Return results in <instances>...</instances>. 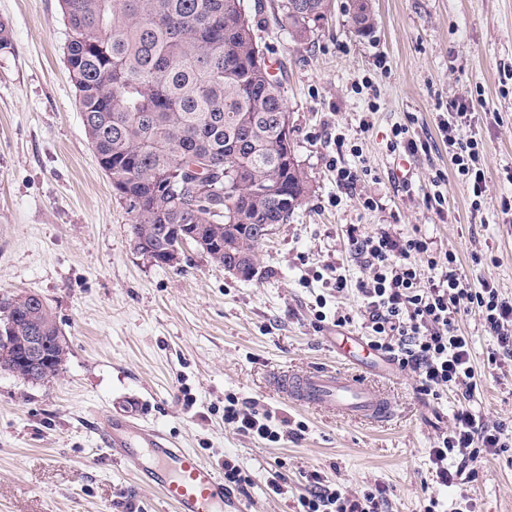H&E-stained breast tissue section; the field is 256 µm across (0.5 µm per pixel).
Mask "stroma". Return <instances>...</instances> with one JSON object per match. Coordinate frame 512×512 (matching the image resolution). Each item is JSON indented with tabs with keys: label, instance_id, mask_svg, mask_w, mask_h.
Returning a JSON list of instances; mask_svg holds the SVG:
<instances>
[{
	"label": "stroma",
	"instance_id": "1",
	"mask_svg": "<svg viewBox=\"0 0 512 512\" xmlns=\"http://www.w3.org/2000/svg\"><path fill=\"white\" fill-rule=\"evenodd\" d=\"M277 3L245 7L259 46L287 72L293 140L313 191L261 243L245 281L192 245L174 267L135 251L132 217L85 134L60 0H0L12 37L0 53V298L39 295L67 346L51 381L0 371V512H164L154 490L112 462L98 429L100 417L135 403L181 447L239 465L252 479L249 512H298L314 470L354 493L386 489L389 512H422L433 498L453 512L464 496L476 512H512V449L478 462L468 487L429 479L430 450L461 403L487 420H512V364L489 365L496 340L477 316L459 319L478 379L468 401L420 393L394 365L381 383L395 417L364 424L292 408L268 385L274 369L338 365L336 336L365 335L355 289L331 285L339 274L364 275L350 225L421 234L456 254L468 279H491L512 297V223L500 210L512 196V0H370L367 36L354 30L348 0H332L302 45L275 25ZM461 99L480 115L476 129L459 130L477 135L485 158L488 191L476 213L438 129ZM399 125L428 140L430 153L390 151ZM335 156L362 170L355 190L337 186ZM437 179L448 198L441 215L425 204ZM341 311L351 321L338 327ZM230 397L267 409L280 440L225 424ZM285 419L304 432L284 433ZM274 479L285 480V494L269 491Z\"/></svg>",
	"mask_w": 512,
	"mask_h": 512
}]
</instances>
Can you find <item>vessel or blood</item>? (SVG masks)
Returning <instances> with one entry per match:
<instances>
[{
  "label": "vessel or blood",
  "instance_id": "vessel-or-blood-1",
  "mask_svg": "<svg viewBox=\"0 0 512 512\" xmlns=\"http://www.w3.org/2000/svg\"><path fill=\"white\" fill-rule=\"evenodd\" d=\"M336 349L344 366L303 373L275 372L272 389L299 408L331 411L362 422H383L393 405L371 370V351L362 337L340 336ZM108 456L158 492L171 512H247L244 500L225 486L216 465L176 447L170 437L149 426L140 410L121 408L102 420Z\"/></svg>",
  "mask_w": 512,
  "mask_h": 512
}]
</instances>
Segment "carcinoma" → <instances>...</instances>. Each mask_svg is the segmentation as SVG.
I'll return each mask as SVG.
<instances>
[{
  "label": "carcinoma",
  "mask_w": 512,
  "mask_h": 512,
  "mask_svg": "<svg viewBox=\"0 0 512 512\" xmlns=\"http://www.w3.org/2000/svg\"><path fill=\"white\" fill-rule=\"evenodd\" d=\"M64 58L86 136L133 215L134 249L162 266L170 233L220 237L243 280L254 276L255 230L285 224L311 192L294 142L282 137L285 74L271 72L244 0H62ZM361 35L374 28L368 0H351ZM331 0H280L278 21L309 40ZM204 161L205 180L195 167ZM33 299L0 309V324L25 336L41 326L61 337L51 309Z\"/></svg>",
  "instance_id": "carcinoma-1"
}]
</instances>
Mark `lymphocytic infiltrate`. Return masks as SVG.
Returning a JSON list of instances; mask_svg holds the SVG:
<instances>
[{
	"label": "lymphocytic infiltrate",
	"mask_w": 512,
	"mask_h": 512,
	"mask_svg": "<svg viewBox=\"0 0 512 512\" xmlns=\"http://www.w3.org/2000/svg\"><path fill=\"white\" fill-rule=\"evenodd\" d=\"M475 117L467 103L457 105L439 128L448 137L455 173L470 188L473 209H480L488 186L479 143L475 137L455 136L456 124L472 125ZM350 245L368 271L355 288L364 300L370 346L415 378L422 393L441 398L447 391L473 396L477 383L471 362V344L458 327V317L472 312L496 339L488 362L512 361V299L503 296L494 282L471 283L454 253H440L430 242L413 234L397 238L388 232L372 236L351 235ZM270 413L254 402L230 401L224 421L239 432L276 441ZM512 445V426L490 422L471 406L454 413L451 429L431 450L433 480L443 486L461 484L471 463L485 455L506 452ZM456 467H449V460ZM309 488L301 496L302 512H387L385 489L363 495L325 485L319 472H311Z\"/></svg>",
	"instance_id": "1"
}]
</instances>
